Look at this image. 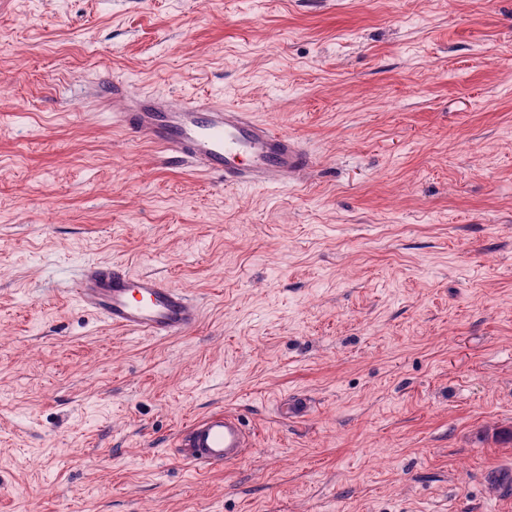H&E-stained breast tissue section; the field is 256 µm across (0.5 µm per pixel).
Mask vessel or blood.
Masks as SVG:
<instances>
[{
  "instance_id": "1",
  "label": "vessel or blood",
  "mask_w": 512,
  "mask_h": 512,
  "mask_svg": "<svg viewBox=\"0 0 512 512\" xmlns=\"http://www.w3.org/2000/svg\"><path fill=\"white\" fill-rule=\"evenodd\" d=\"M94 93L111 102L114 120L134 136L195 169L222 175L228 186L283 185L302 178L313 164L294 136L216 101L193 98L175 105L145 93L132 95L118 79L96 85ZM70 293L83 309L132 336H183L200 322L199 306L185 291L116 264H83ZM253 442L241 416L221 408L192 420L178 438L183 456L204 468L245 459Z\"/></svg>"
}]
</instances>
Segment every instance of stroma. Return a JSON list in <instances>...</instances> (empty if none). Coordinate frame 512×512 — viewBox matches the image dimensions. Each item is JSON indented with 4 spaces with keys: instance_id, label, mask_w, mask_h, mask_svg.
I'll use <instances>...</instances> for the list:
<instances>
[{
    "instance_id": "1",
    "label": "stroma",
    "mask_w": 512,
    "mask_h": 512,
    "mask_svg": "<svg viewBox=\"0 0 512 512\" xmlns=\"http://www.w3.org/2000/svg\"><path fill=\"white\" fill-rule=\"evenodd\" d=\"M115 77L314 166L225 187L113 125ZM88 261L200 325L112 329ZM216 408L255 446L200 469ZM510 429L512 0H0V512H512ZM69 291L83 309L132 336H183L200 322L199 306L185 291L116 264H83ZM253 442L254 434L239 414L218 408L186 425L177 447L192 464L217 468L245 459Z\"/></svg>"
}]
</instances>
